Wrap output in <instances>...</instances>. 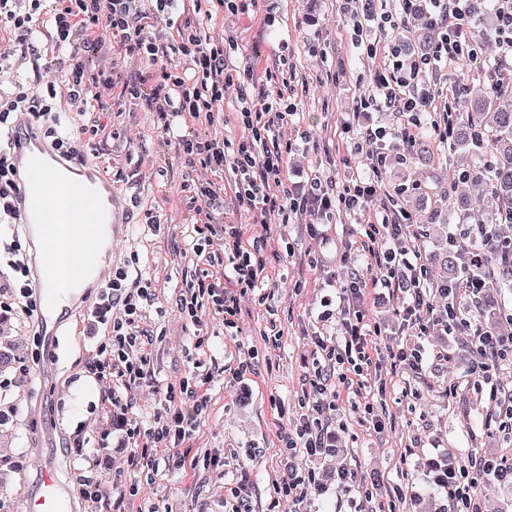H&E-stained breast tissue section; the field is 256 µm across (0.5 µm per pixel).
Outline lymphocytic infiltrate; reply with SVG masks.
Masks as SVG:
<instances>
[{
  "label": "lymphocytic infiltrate",
  "mask_w": 512,
  "mask_h": 512,
  "mask_svg": "<svg viewBox=\"0 0 512 512\" xmlns=\"http://www.w3.org/2000/svg\"><path fill=\"white\" fill-rule=\"evenodd\" d=\"M155 2V9L146 12L141 0H0V24L9 34L7 44L0 45V62L17 46L39 56L37 23L49 22L57 49L69 52L64 74L67 101L73 110L83 112L91 104L105 108L112 100L114 80L107 55L113 45L148 60V68L124 83V94L156 113L163 131H175L178 153L189 167L208 173L207 178L179 187L195 217L192 251L205 263L179 298L181 313L193 325H200V313L206 308L222 323L225 335L234 336L239 331L241 298L252 297L261 307L273 299L269 287L273 247L267 224H285L291 215L305 214L309 217L305 231L315 238L323 236L324 221L336 214L364 219L365 238L356 256L366 269L352 272L349 280L333 285L321 296L320 329L313 339L323 363L305 379L303 413L278 439L283 475L276 484L277 501L287 506L304 500L309 491L323 489L314 468L300 465L298 459L304 456L314 461L332 452L324 422L336 410L341 391L353 394L363 424L376 429L382 426L371 383L374 362L367 350L368 337L381 332L365 311L372 289L395 288L402 282L409 285V301L395 311L400 329L424 334L434 325L450 324L458 331L469 326L463 317L449 322L442 299L478 296L485 282L475 277L462 279L441 294L426 285L422 255L408 244L416 227L404 209L396 206L393 195L380 186L379 172L387 163L381 146L389 140L411 143L428 115L437 111L435 95L420 84L422 74L434 63L464 68L481 59L488 65L512 69V0H495L499 30L492 39L493 54L483 58L478 57L471 34L469 0H430L438 29L430 54L408 55L391 41L366 43L369 55L382 58L383 70L372 85L359 91L358 106L395 113L398 122L367 128L354 141L350 155L365 166V174L353 173L342 180L314 170L301 185L288 181L289 147L269 140L272 129L295 114L287 88L257 99L247 89H240L235 120L241 133L235 138L217 136L210 126L224 105L225 88L239 78L230 63V51L223 42L188 24L180 29L176 43L157 42L147 35L144 21L172 9L175 0ZM12 85V93H0L1 225L18 221L13 205L17 190L14 146L6 137L17 114H26L66 155L81 153L80 136L60 128L54 108L55 82L40 85L16 79ZM217 172L231 173L236 209L252 215L257 232L248 235L235 222H215L214 212L224 207V197L212 179ZM0 260L13 272L11 299L0 301V315L16 303L22 312L33 314L29 256L13 242L0 248ZM153 299L151 280H130L128 269L118 267L99 289L87 317L89 333L104 331L108 342L97 347L86 371L103 387L102 403L111 428L135 447L128 459L130 469L145 476L157 471L164 460L184 466L182 447L195 434L198 417L207 405L204 388L208 378L199 373L175 385L156 387L159 406L149 419L133 414L131 403L125 400L124 390L149 372L150 356L138 322ZM474 341L478 357L470 373L481 379L490 401L499 405L496 428L512 432V404L500 401L493 381L495 369L512 362V333L478 331ZM422 476L425 484L441 495L443 512H483L476 488L490 476L512 486V465L476 454L462 462L448 452L437 451L423 462Z\"/></svg>",
  "instance_id": "1"
}]
</instances>
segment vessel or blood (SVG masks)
Segmentation results:
<instances>
[{"label": "vessel or blood", "mask_w": 512, "mask_h": 512, "mask_svg": "<svg viewBox=\"0 0 512 512\" xmlns=\"http://www.w3.org/2000/svg\"><path fill=\"white\" fill-rule=\"evenodd\" d=\"M12 137L17 171V209L33 252L32 273L41 299L38 333L54 342L65 318H81L88 293L112 274L105 248L122 236L123 212L112 180L96 164L58 153L18 115ZM24 512H77L56 470H45Z\"/></svg>", "instance_id": "obj_1"}]
</instances>
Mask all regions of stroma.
Listing matches in <instances>:
<instances>
[{
  "label": "stroma",
  "mask_w": 512,
  "mask_h": 512,
  "mask_svg": "<svg viewBox=\"0 0 512 512\" xmlns=\"http://www.w3.org/2000/svg\"><path fill=\"white\" fill-rule=\"evenodd\" d=\"M269 13L277 17L275 26L264 22ZM203 26L213 38L237 42L232 54L237 69L252 68L260 75L269 71L288 80L298 115L295 124L281 128L279 141L299 145L302 138L310 140L307 150L289 154L290 179L303 180L316 167L328 172L342 167L346 137L340 115L353 111L357 87L370 85L382 62L354 45L341 0H257L249 15L218 13ZM112 63L116 85L111 111L80 117L64 111L60 120L69 130L96 121L105 125L106 136L84 141L83 151L111 175L114 195L124 207L126 235L112 252V264L128 265L130 277L157 283V299L146 307L140 322L152 345L149 374L128 392L134 413L152 416L155 386L190 376L194 360H201L209 374L208 402L187 447L197 467L178 469L160 463L144 488L142 506L147 512H224L226 476L243 467L250 473L251 512H272L274 487L282 475L275 454L277 438L299 416L302 380L317 364L311 334L318 327L320 287L329 276L347 278L350 269L342 262L343 254L358 244L364 230L346 215L324 241L305 233L306 219L300 215L285 224H271L268 234L276 247L293 251L289 260L272 264L273 312L243 301L241 332L232 337L216 322L201 329L192 325L177 309L185 278L196 267L193 227L176 193L189 167L176 145L164 143L156 114L122 94L125 79L144 69L145 61L116 51ZM424 80L442 98L453 92L464 101L484 93L482 83L445 66L426 73ZM307 85L318 86V95H306ZM411 150V145L398 141L386 144L388 177L381 186L390 190L402 183L415 185L414 194L404 202L406 210L415 213L433 208L438 189L417 169L399 164V155ZM149 211L159 216L161 232L146 224ZM133 254L139 262L132 266L128 259ZM403 299L402 291L380 288L372 293L368 310L382 330L371 339V355L380 359V375L391 389L377 398L375 406L385 429L377 434L363 426L348 397L340 396L341 416L330 419L327 428L335 452L313 463L326 491L304 499L297 512H354L359 503L366 512H436L441 500L422 482L419 467L437 448L461 460L492 454L512 463V436L487 429L485 420L495 405L484 390L473 387L467 374L474 328L491 321L500 332L512 331V291H502L495 319H487L474 302L465 300L461 306L471 329L448 335L430 327L420 339L427 357L417 374L394 369L387 357L398 329L394 310ZM273 323L282 333L275 349L264 339ZM0 329L12 336L14 352L24 356L27 366L23 383L0 394L13 409L12 441L0 447V470L7 473L0 501L8 512H22L24 499L35 493L47 468L58 470L71 495H78L79 475L72 462L84 458L106 483L103 499L84 504V512H112L115 487L136 481L137 475L127 467L130 450L120 434L110 436L108 448L96 445L107 416L99 410L102 387L87 375L85 366L104 335H89L69 320L60 328L55 346L49 347L39 343L33 319L19 313L1 320ZM247 358L253 359L254 371L232 378L231 368ZM80 424L90 446L68 447L70 434ZM214 454L224 457V466L205 467L204 458ZM342 467L354 474L346 488L336 481ZM401 487L413 488L414 497L397 498ZM368 491L373 494L369 500L364 497Z\"/></svg>",
  "instance_id": "35a3bbf8"
}]
</instances>
